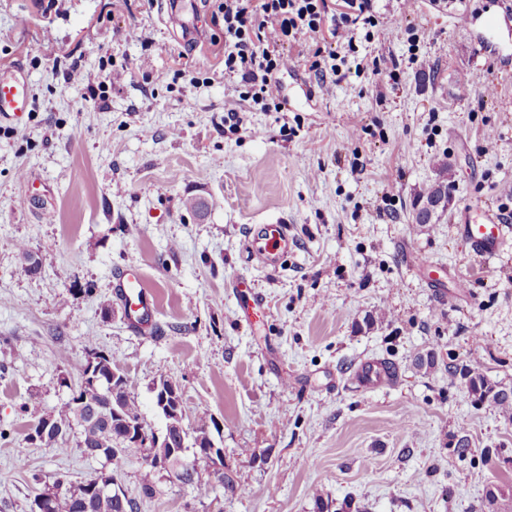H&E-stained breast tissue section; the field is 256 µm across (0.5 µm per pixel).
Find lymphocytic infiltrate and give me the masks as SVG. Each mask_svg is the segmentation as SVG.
Returning a JSON list of instances; mask_svg holds the SVG:
<instances>
[{
	"label": "lymphocytic infiltrate",
	"mask_w": 512,
	"mask_h": 512,
	"mask_svg": "<svg viewBox=\"0 0 512 512\" xmlns=\"http://www.w3.org/2000/svg\"><path fill=\"white\" fill-rule=\"evenodd\" d=\"M224 75L261 110L276 99L291 59L285 44L308 34L353 42L357 26H374L372 0H224Z\"/></svg>",
	"instance_id": "1"
}]
</instances>
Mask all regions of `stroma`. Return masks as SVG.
<instances>
[{"label":"stroma","instance_id":"stroma-1","mask_svg":"<svg viewBox=\"0 0 512 512\" xmlns=\"http://www.w3.org/2000/svg\"><path fill=\"white\" fill-rule=\"evenodd\" d=\"M222 2L183 0L189 36L167 0H0V75L24 70L31 102L22 122L0 121V512H30L32 473L79 482L100 468L29 444L20 411L33 393L47 410L68 396L90 336L127 372L146 429L164 428L154 382L178 383L189 424H218L237 482L201 500L166 476L145 499L132 448L111 468L139 512H316L317 488L333 512H479L487 487L512 486V420L474 404L448 366L512 389V241L480 256L455 227L512 213V0H376V27L339 47L347 67L327 90L301 62L317 40L288 47L278 112L229 96ZM76 67L98 85L72 80ZM439 160L453 201L413 224ZM190 196L203 214L185 210ZM257 224L289 226L281 267L249 249ZM125 267L156 302L153 335L120 305L101 311ZM238 281L265 300L254 323ZM430 350L426 373L414 360ZM372 359L393 380L352 383Z\"/></svg>","mask_w":512,"mask_h":512}]
</instances>
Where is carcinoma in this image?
<instances>
[{
	"mask_svg": "<svg viewBox=\"0 0 512 512\" xmlns=\"http://www.w3.org/2000/svg\"><path fill=\"white\" fill-rule=\"evenodd\" d=\"M451 190V180L444 174L419 193L418 200L431 201L448 195ZM84 353L103 356L102 365L95 372V381L84 379L86 371L82 369L77 389L52 410H43L38 396L29 397L22 410L29 415L32 430L48 417L55 422V425L38 434L39 443L61 453H68L75 447L88 458L110 463L117 449L124 448L121 428L143 425L142 413L132 395L127 373L112 355L101 350L92 338L87 340ZM448 377L461 378L474 400L489 402L512 417V389L500 388L490 383L484 375L463 365H448ZM87 415L94 418V422L72 430L70 424L85 419ZM170 439L175 448L181 447L185 440L202 445L214 443L209 426L205 423L189 428L183 435L174 430L170 432ZM143 452L146 469L142 476L141 494L150 497L156 493V480L162 474L150 461L151 449L145 448ZM66 484L73 487L66 495H57L52 486L45 487L38 494V497L45 499L46 512H138L139 502L135 498H119L111 493H96L87 497L83 494L81 484L70 480Z\"/></svg>",
	"mask_w": 512,
	"mask_h": 512,
	"instance_id": "cac0c4a2",
	"label": "carcinoma"
}]
</instances>
